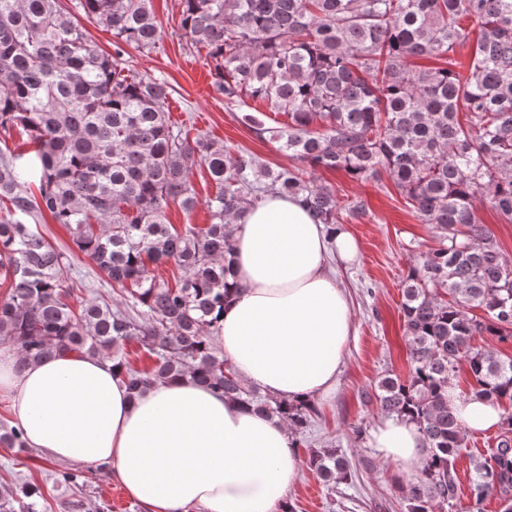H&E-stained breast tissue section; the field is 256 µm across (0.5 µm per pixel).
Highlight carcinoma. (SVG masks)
I'll use <instances>...</instances> for the list:
<instances>
[{
	"mask_svg": "<svg viewBox=\"0 0 512 512\" xmlns=\"http://www.w3.org/2000/svg\"><path fill=\"white\" fill-rule=\"evenodd\" d=\"M180 40L206 51L214 86L228 104L257 100L288 114L270 127L243 120L299 162L273 169L171 123L173 88L138 73L126 48H157L161 27L151 0H0V130L21 127L34 144L27 164L0 156V342L21 364L60 352L102 356L121 370L132 395L191 377L225 398L297 433L318 415L312 400L286 403L239 379L214 338L235 278L232 235L246 208L268 193L301 199L319 224L339 223L336 193L317 171L355 181L385 174L406 204L435 230L402 282L407 377L374 386L381 412L413 422L425 443L420 472L403 490V512H449L460 488L456 463L466 447L448 407V384L464 364L470 393L503 409L495 447L473 460L467 512L491 496L512 512V262L479 222L482 202L512 224V0H180ZM111 32L98 50L80 19ZM477 37L471 39V25ZM470 48L466 70L457 54ZM413 58L440 65L410 66ZM466 113V121L459 113ZM206 166L216 193L210 223L178 231L171 205L190 212L193 167ZM37 192H32L31 187ZM49 213L70 232L112 292L74 305L83 282L65 273L66 255L28 224ZM172 262L174 281L147 264ZM480 309L477 316L472 310ZM138 341L149 360L129 359ZM0 443L28 449L21 428L0 427ZM326 486L353 481L340 448L310 452ZM90 471L54 472L58 501L78 512ZM0 512H52L42 491L0 493Z\"/></svg>",
	"mask_w": 512,
	"mask_h": 512,
	"instance_id": "cac0c4a2",
	"label": "carcinoma"
}]
</instances>
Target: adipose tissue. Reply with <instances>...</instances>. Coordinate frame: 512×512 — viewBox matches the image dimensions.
Segmentation results:
<instances>
[{
	"label": "adipose tissue",
	"mask_w": 512,
	"mask_h": 512,
	"mask_svg": "<svg viewBox=\"0 0 512 512\" xmlns=\"http://www.w3.org/2000/svg\"><path fill=\"white\" fill-rule=\"evenodd\" d=\"M239 291L217 343L245 383L280 400L330 399L355 333L349 299L327 270L351 259L355 240L328 237L296 199L270 196L235 227ZM0 393L9 396L30 447L52 462L111 465L145 512H281L302 471L288 428L184 378L130 395L109 360L63 353L21 365L0 347ZM466 432L501 421L498 407L448 389ZM372 446L416 473L424 441L413 423L383 418Z\"/></svg>",
	"instance_id": "obj_1"
}]
</instances>
